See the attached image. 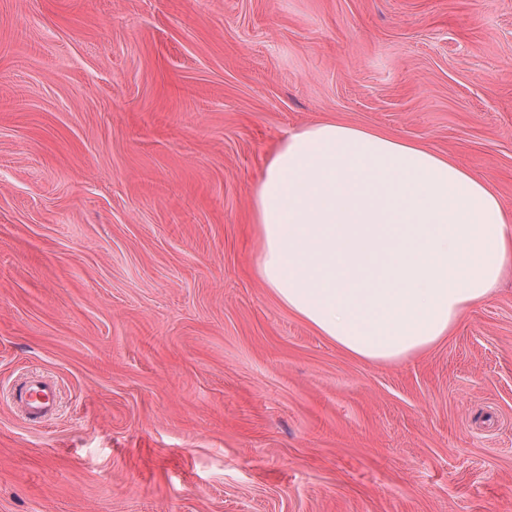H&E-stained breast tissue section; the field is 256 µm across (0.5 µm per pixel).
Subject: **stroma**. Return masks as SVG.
<instances>
[{
	"instance_id": "obj_1",
	"label": "stroma",
	"mask_w": 512,
	"mask_h": 512,
	"mask_svg": "<svg viewBox=\"0 0 512 512\" xmlns=\"http://www.w3.org/2000/svg\"><path fill=\"white\" fill-rule=\"evenodd\" d=\"M324 120L512 211V0H0V512H512V276L385 365L254 274L267 156ZM56 397L54 382L49 377L37 374L28 375L18 381L11 392L16 407L31 421L51 419Z\"/></svg>"
}]
</instances>
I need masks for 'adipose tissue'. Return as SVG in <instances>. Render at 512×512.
<instances>
[{
  "label": "adipose tissue",
  "mask_w": 512,
  "mask_h": 512,
  "mask_svg": "<svg viewBox=\"0 0 512 512\" xmlns=\"http://www.w3.org/2000/svg\"><path fill=\"white\" fill-rule=\"evenodd\" d=\"M251 208L260 282L370 363L451 336L512 270V215L490 182L375 127L321 121L287 133Z\"/></svg>",
  "instance_id": "adipose-tissue-1"
}]
</instances>
